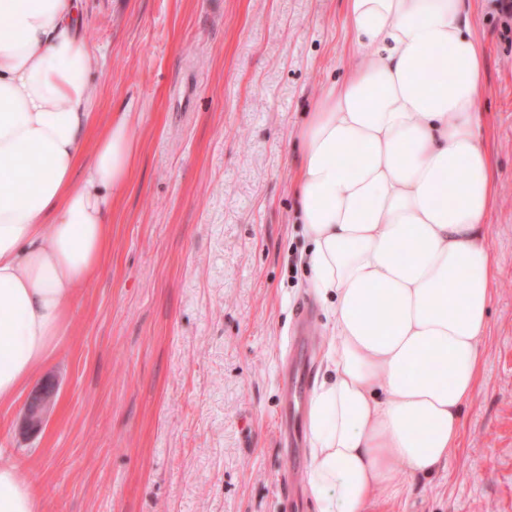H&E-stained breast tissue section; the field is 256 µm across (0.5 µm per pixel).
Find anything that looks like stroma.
I'll use <instances>...</instances> for the list:
<instances>
[{
  "instance_id": "stroma-1",
  "label": "stroma",
  "mask_w": 512,
  "mask_h": 512,
  "mask_svg": "<svg viewBox=\"0 0 512 512\" xmlns=\"http://www.w3.org/2000/svg\"><path fill=\"white\" fill-rule=\"evenodd\" d=\"M486 43L482 140L497 187L476 394L449 463L379 512H512V17L468 0ZM97 125L132 106L139 150L101 271L14 404L0 458L41 512H314L309 446L279 433L288 339L316 297L292 184L295 132L362 61L346 0H82ZM41 429L23 424L44 388ZM54 406V391L46 388L34 396L28 403L25 410V421L27 427L32 430H39Z\"/></svg>"
}]
</instances>
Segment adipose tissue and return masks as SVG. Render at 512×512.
Segmentation results:
<instances>
[{"label": "adipose tissue", "instance_id": "ef3b65f1", "mask_svg": "<svg viewBox=\"0 0 512 512\" xmlns=\"http://www.w3.org/2000/svg\"><path fill=\"white\" fill-rule=\"evenodd\" d=\"M346 3L363 62L300 126L294 182L308 283L328 320L306 415L316 512H370L376 494H404L401 470L448 462L492 296L485 51L466 0ZM90 62L80 0H0V406L51 362L137 152L127 108L88 141ZM0 512H41L9 462Z\"/></svg>", "mask_w": 512, "mask_h": 512}]
</instances>
